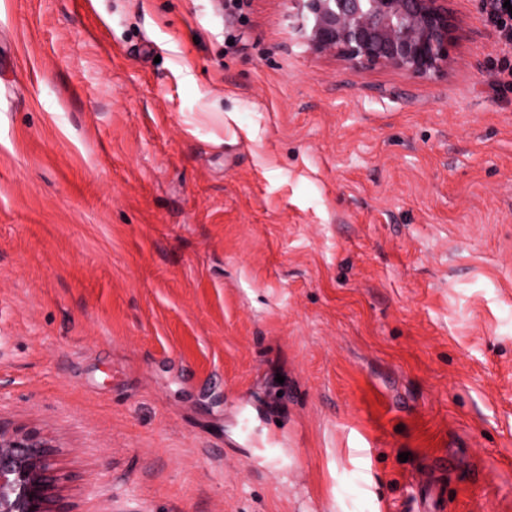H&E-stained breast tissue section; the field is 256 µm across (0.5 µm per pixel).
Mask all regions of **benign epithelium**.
I'll return each instance as SVG.
<instances>
[{"instance_id":"7a95c632","label":"benign epithelium","mask_w":512,"mask_h":512,"mask_svg":"<svg viewBox=\"0 0 512 512\" xmlns=\"http://www.w3.org/2000/svg\"><path fill=\"white\" fill-rule=\"evenodd\" d=\"M296 31L315 54L357 68H386L416 79L448 73L449 46L462 35L448 0H290ZM53 441L0 421V512H58Z\"/></svg>"}]
</instances>
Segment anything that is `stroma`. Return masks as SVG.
<instances>
[{"label": "stroma", "mask_w": 512, "mask_h": 512, "mask_svg": "<svg viewBox=\"0 0 512 512\" xmlns=\"http://www.w3.org/2000/svg\"><path fill=\"white\" fill-rule=\"evenodd\" d=\"M243 2L0 0V419L69 512H512L488 0L431 80Z\"/></svg>", "instance_id": "obj_1"}]
</instances>
